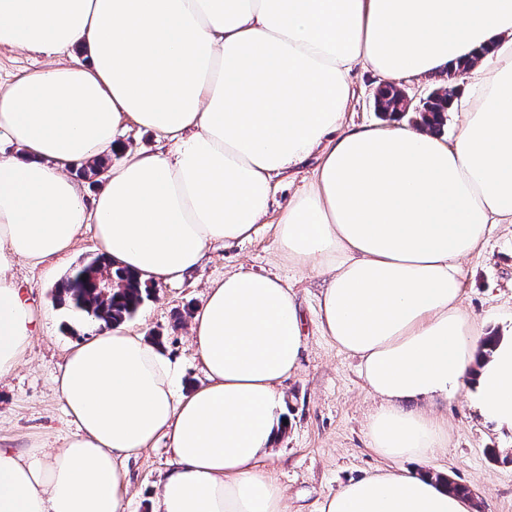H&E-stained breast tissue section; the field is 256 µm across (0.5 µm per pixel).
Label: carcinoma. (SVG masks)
Instances as JSON below:
<instances>
[{
  "mask_svg": "<svg viewBox=\"0 0 512 512\" xmlns=\"http://www.w3.org/2000/svg\"><path fill=\"white\" fill-rule=\"evenodd\" d=\"M449 106L448 94L433 92L423 102L421 119L427 121L429 129L437 130ZM105 277L120 284V288L106 293L93 288V283ZM57 297L91 321L110 326L133 319L148 293L137 276L126 270L112 269V263L101 254L66 275L57 289Z\"/></svg>",
  "mask_w": 512,
  "mask_h": 512,
  "instance_id": "1",
  "label": "carcinoma"
}]
</instances>
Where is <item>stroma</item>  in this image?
Here are the masks:
<instances>
[{
  "instance_id": "1",
  "label": "stroma",
  "mask_w": 512,
  "mask_h": 512,
  "mask_svg": "<svg viewBox=\"0 0 512 512\" xmlns=\"http://www.w3.org/2000/svg\"><path fill=\"white\" fill-rule=\"evenodd\" d=\"M382 83L373 70H356L346 124H389V117L374 109V95ZM450 84L457 86L458 100L467 98L468 83L460 74L451 77L442 71L404 82L410 111H418L431 92ZM318 162L317 156H310L275 179L271 206L257 236L229 245H209L205 263L194 278L151 285L149 298L127 323L144 338L162 336V352L188 387L204 374L186 317L202 302L208 283L242 268L274 274L289 283L301 307L305 348L296 376L283 388L288 425L274 445L272 462L288 512H318L326 496L373 474L382 464L367 446V419L376 401L364 386L359 361L338 350L316 326L317 295L324 282L312 271L289 263L274 247L284 206L312 180ZM99 251L92 227L86 226L68 260L53 275L24 264L14 267L18 283L54 318L35 336L19 369L0 380V448L24 451L38 445L51 453L74 433L53 391V379L70 348L84 339L87 320L60 305L55 289L71 268ZM463 307L480 330L501 336L512 333V224L498 225L484 246L464 260ZM439 409L448 419V445L433 456L412 460L411 468L468 486L481 512H512V432L486 423L464 393L440 403ZM171 459L170 448L161 440L128 461L125 512H153Z\"/></svg>"
}]
</instances>
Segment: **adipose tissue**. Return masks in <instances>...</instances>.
<instances>
[{
    "label": "adipose tissue",
    "instance_id": "ef3b65f1",
    "mask_svg": "<svg viewBox=\"0 0 512 512\" xmlns=\"http://www.w3.org/2000/svg\"><path fill=\"white\" fill-rule=\"evenodd\" d=\"M38 52L0 88V379L49 312L11 274L69 256L83 227L141 280L176 282L211 242L255 234L272 177L320 164L277 226L279 254L325 274L317 326L358 358L386 468L320 512H477L407 468L448 445L420 397L467 393L512 431V336L463 311L462 261L512 224V0H0V47ZM478 57L453 143L404 121L346 126L352 75L400 84ZM170 149L122 150L85 198L72 169L126 121ZM206 380L181 389L157 346L90 327L54 379L75 426L47 455L0 448V512H125L124 465L166 438L154 512H286L268 460L305 340L290 286L240 270L192 316Z\"/></svg>",
    "mask_w": 512,
    "mask_h": 512
}]
</instances>
